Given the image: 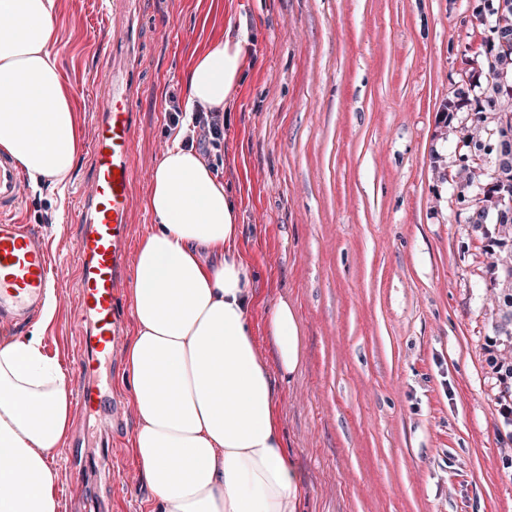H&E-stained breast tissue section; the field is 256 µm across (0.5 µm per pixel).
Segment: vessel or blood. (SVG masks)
Wrapping results in <instances>:
<instances>
[{"label":"vessel or blood","instance_id":"obj_1","mask_svg":"<svg viewBox=\"0 0 512 512\" xmlns=\"http://www.w3.org/2000/svg\"><path fill=\"white\" fill-rule=\"evenodd\" d=\"M136 67L137 59L131 56L121 63L108 62L96 75L101 95L90 141L93 176L80 198L82 232L75 254L80 318L87 327L77 364L83 380L78 404L88 415L107 407L117 422L122 410L115 401H103L95 375L102 363L114 361L124 335L119 300L126 285L128 224L136 207ZM24 194L15 160L0 154V211L17 212ZM54 273L40 228L1 219L0 316H27L52 287Z\"/></svg>","mask_w":512,"mask_h":512}]
</instances>
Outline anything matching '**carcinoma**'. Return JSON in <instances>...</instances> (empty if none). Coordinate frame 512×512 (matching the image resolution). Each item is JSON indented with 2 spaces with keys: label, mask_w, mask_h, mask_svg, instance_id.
<instances>
[{
  "label": "carcinoma",
  "mask_w": 512,
  "mask_h": 512,
  "mask_svg": "<svg viewBox=\"0 0 512 512\" xmlns=\"http://www.w3.org/2000/svg\"><path fill=\"white\" fill-rule=\"evenodd\" d=\"M504 9L494 7V19L489 24L491 36L483 41L488 64L484 98L476 101L473 122L484 121L483 112H495V127L489 130L488 143L474 144V148L486 155L494 156L492 169L485 173L489 187L480 199L482 207H470L467 223L485 224L490 215L502 210L501 197L512 196V109L503 108L504 102L512 104V0H505ZM509 38L511 45L503 48L500 39ZM492 273L499 286V315L497 335L512 340V264H494ZM495 370L502 384V396L512 397V362L495 364Z\"/></svg>",
  "instance_id": "obj_1"
}]
</instances>
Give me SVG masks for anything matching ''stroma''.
<instances>
[{
	"label": "stroma",
	"mask_w": 512,
	"mask_h": 512,
	"mask_svg": "<svg viewBox=\"0 0 512 512\" xmlns=\"http://www.w3.org/2000/svg\"><path fill=\"white\" fill-rule=\"evenodd\" d=\"M105 0H59L52 37L84 133L93 81L114 32ZM483 0H138V197L170 144L165 113L187 71L228 25L253 41L229 108L217 175L233 198L255 271L251 323L274 373L300 512H512V422L494 358L499 291L468 224L485 181L463 187L460 129L446 102L463 71L487 73ZM81 149L64 191L27 188L15 221L38 225L60 272L42 351L77 395L81 326L73 255ZM292 305L302 358L278 375L268 311ZM112 436L113 475L87 488L72 461L95 459L102 423L74 411L61 452L59 512H143L152 491L131 454L138 418Z\"/></svg>",
	"instance_id": "1"
}]
</instances>
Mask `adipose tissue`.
<instances>
[{"label": "adipose tissue", "instance_id": "1", "mask_svg": "<svg viewBox=\"0 0 512 512\" xmlns=\"http://www.w3.org/2000/svg\"><path fill=\"white\" fill-rule=\"evenodd\" d=\"M57 0H0V150L32 185L63 184L81 133L50 47ZM240 20L186 76V112L226 110L242 79ZM154 230L133 267L134 331L123 380L138 417L132 454L154 498L144 512H299L301 480L279 433L275 391L251 334L254 271L223 182L183 131L151 177ZM268 329L282 373L300 358L296 314L273 307ZM41 327L0 336V512H57L48 458L72 423L61 367Z\"/></svg>", "mask_w": 512, "mask_h": 512}]
</instances>
